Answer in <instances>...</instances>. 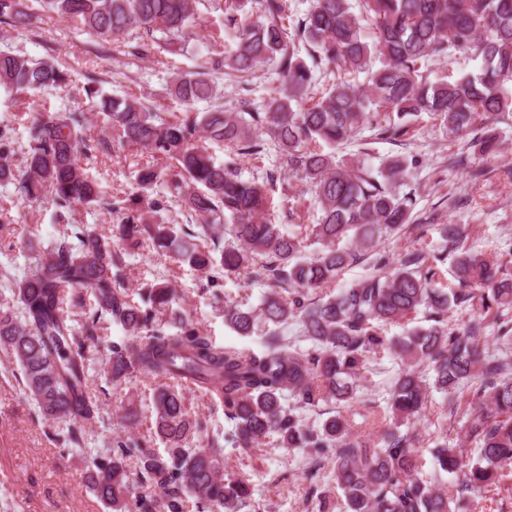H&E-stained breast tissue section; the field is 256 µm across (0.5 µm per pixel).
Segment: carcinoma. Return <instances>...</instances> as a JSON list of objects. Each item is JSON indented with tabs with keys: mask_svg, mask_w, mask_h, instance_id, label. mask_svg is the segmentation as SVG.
<instances>
[{
	"mask_svg": "<svg viewBox=\"0 0 512 512\" xmlns=\"http://www.w3.org/2000/svg\"><path fill=\"white\" fill-rule=\"evenodd\" d=\"M250 2L260 5V19L246 10ZM46 3L99 45L121 43L133 58L189 52L195 0ZM359 7L356 13L351 0H313L290 29L287 0H227L221 28L233 33L235 47L226 51L213 42L204 70L174 79L171 94L186 107L179 114L165 116L139 98L102 95L96 105L101 134L94 137L81 112H35L19 158L12 120L0 118V185H13L24 202L50 201L62 225L44 249L28 241L32 272L19 276L0 267V288L14 301V308H0V353L22 374L61 447L85 450V426L99 417L87 396V372L107 316L125 333L108 346L104 368L112 382L143 374L221 398L234 422L226 442L250 449L274 436L278 448L308 452L312 478L331 464L341 512H461L466 496L492 491L512 472V273L498 257L465 245L461 224L440 228L455 253L450 281L434 265L441 261L435 255L407 249L393 263L382 260L375 252L381 240L419 229L410 223L412 197L399 191L407 159L390 156L373 168L359 154L336 156L366 127L378 139L397 140L422 112L458 138L480 123L483 134L470 146L480 156L498 155V125L512 113V0H359ZM31 17L24 0H0L1 23L17 29ZM458 52L480 61L478 74L453 82L430 78V61ZM266 64L275 78L262 106L192 110L212 97V75L246 77ZM328 65L335 77L316 99L312 84ZM68 78L52 57L0 51V86L11 91L34 93ZM214 144L224 146L225 160L213 156ZM271 146L276 168L311 195L317 223H276L267 184L243 177L239 157L264 155ZM133 149L165 164L139 168L135 192L111 200L84 160ZM175 204L192 228L160 220ZM91 206L122 218L103 233L86 231L74 215ZM147 243L188 263L208 284L217 273L263 277L269 291L260 304L224 305V324L241 336L266 328L264 349L214 344L176 308L185 297L167 282L147 284L141 302L131 300L123 256ZM368 260L372 272L310 298ZM66 299L90 308L78 328L64 316ZM454 307L469 309L461 327L449 324ZM420 311L429 326L387 336L389 326L407 324ZM490 314L497 324L495 352L487 349ZM290 320L309 347L280 334ZM381 353L393 356L399 371L387 398L390 425L379 441L354 434L339 413L316 426L302 423L304 409L352 399L355 381ZM431 388L444 394L451 415L465 393L475 405L464 428L476 456L446 434L431 449L438 470L456 476L453 491L421 475V436L412 423ZM152 406L164 453L123 439L94 449L91 488L99 501L109 512H183L193 496L200 512H237L248 484L224 477L219 439L188 447L201 424L181 390L157 388ZM132 452L142 463L141 481L155 492L130 495L124 461Z\"/></svg>",
	"mask_w": 512,
	"mask_h": 512,
	"instance_id": "1",
	"label": "carcinoma"
}]
</instances>
